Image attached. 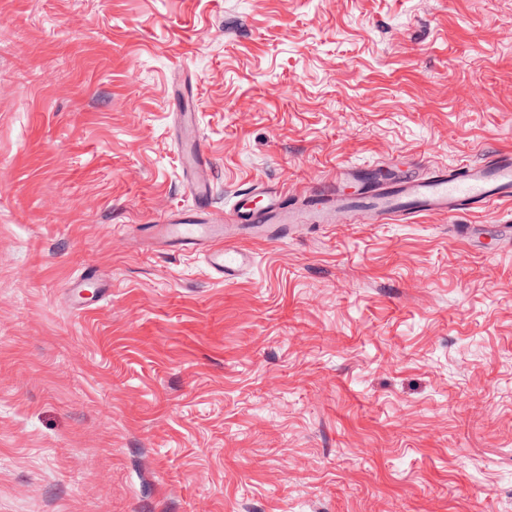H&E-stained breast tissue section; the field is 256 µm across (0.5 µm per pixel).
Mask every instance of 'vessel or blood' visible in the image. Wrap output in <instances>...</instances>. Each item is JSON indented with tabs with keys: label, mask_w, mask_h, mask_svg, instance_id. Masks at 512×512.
I'll return each mask as SVG.
<instances>
[{
	"label": "vessel or blood",
	"mask_w": 512,
	"mask_h": 512,
	"mask_svg": "<svg viewBox=\"0 0 512 512\" xmlns=\"http://www.w3.org/2000/svg\"><path fill=\"white\" fill-rule=\"evenodd\" d=\"M178 120L182 168L198 205L143 225L140 235L160 248L201 254L210 275L224 283L252 266L249 241L285 239L316 224H404L435 216L458 225L467 215L512 203V151L500 150L477 164L437 165L423 173L398 160L372 172L344 167L306 190L300 205L288 190L250 187L217 223L208 213L212 161L194 135L193 113H179Z\"/></svg>",
	"instance_id": "1"
}]
</instances>
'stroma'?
I'll return each instance as SVG.
<instances>
[{
	"label": "stroma",
	"mask_w": 512,
	"mask_h": 512,
	"mask_svg": "<svg viewBox=\"0 0 512 512\" xmlns=\"http://www.w3.org/2000/svg\"><path fill=\"white\" fill-rule=\"evenodd\" d=\"M343 166L512 151V0H0V512H512L494 206L250 243L138 227ZM111 283L75 309L84 268Z\"/></svg>",
	"instance_id": "1"
}]
</instances>
